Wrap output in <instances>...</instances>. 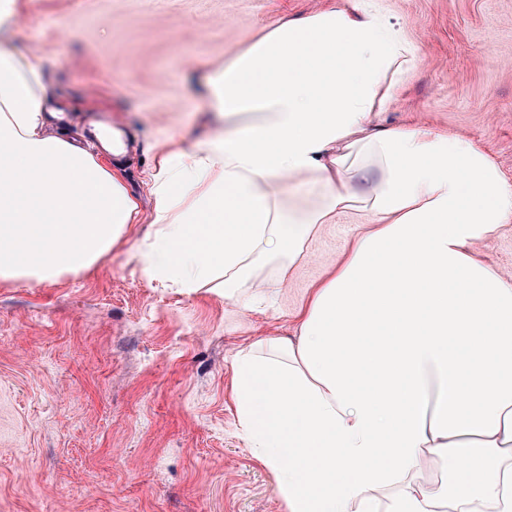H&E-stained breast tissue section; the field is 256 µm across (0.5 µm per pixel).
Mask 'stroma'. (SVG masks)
Segmentation results:
<instances>
[{"label": "stroma", "instance_id": "1", "mask_svg": "<svg viewBox=\"0 0 512 512\" xmlns=\"http://www.w3.org/2000/svg\"><path fill=\"white\" fill-rule=\"evenodd\" d=\"M330 0H25L14 32L50 49L46 76L94 145V117L133 135L123 159L142 223L90 276L0 283V512H285L241 435L236 358L290 336L307 291L364 229L351 213L308 239L307 262L257 309L150 280L145 172L155 145L205 132L193 61L229 62L260 27ZM419 51L381 126L421 123L483 147L512 183V0H373Z\"/></svg>", "mask_w": 512, "mask_h": 512}]
</instances>
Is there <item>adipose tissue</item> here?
<instances>
[{
    "mask_svg": "<svg viewBox=\"0 0 512 512\" xmlns=\"http://www.w3.org/2000/svg\"><path fill=\"white\" fill-rule=\"evenodd\" d=\"M22 5L0 0V281L42 284L92 273L141 210L123 131L110 161L50 134L46 55L13 42ZM418 59L376 9L281 18L228 64L197 63L217 128L190 149L169 139L146 173L138 259L189 294L262 304L319 225L369 219L296 336L234 367L240 428L286 512H512V278L475 249L512 222V184L463 136L372 130ZM429 457L455 488L425 486Z\"/></svg>",
    "mask_w": 512,
    "mask_h": 512,
    "instance_id": "obj_1",
    "label": "adipose tissue"
}]
</instances>
